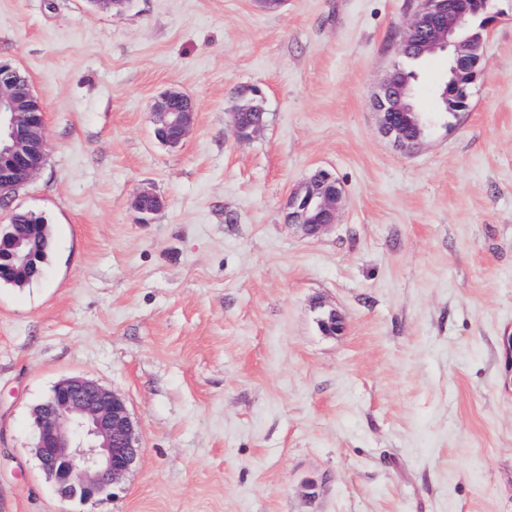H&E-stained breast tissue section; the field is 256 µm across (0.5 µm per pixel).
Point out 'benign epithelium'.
<instances>
[{"mask_svg": "<svg viewBox=\"0 0 512 512\" xmlns=\"http://www.w3.org/2000/svg\"><path fill=\"white\" fill-rule=\"evenodd\" d=\"M480 18L478 32L460 39L457 32ZM496 18L493 0H469L458 6L451 0H421L407 30L425 32L421 47L448 56L450 78L442 96L450 112H465L473 85L482 75L485 43ZM20 69L0 59V206L42 169L40 154L46 149V113ZM405 92L390 73L378 86L373 104L380 132L405 151L420 143L422 126L404 102ZM154 134L163 144L178 147L194 129L196 105L182 91L170 88L153 104ZM264 124V113H232L231 131L245 140ZM344 193L328 170L318 169L289 200L291 218L309 236L328 231L343 208ZM140 223L149 224L165 207V200L143 188L132 199ZM31 225L12 224L0 231V264L25 274L35 258L24 250ZM34 453L43 472L65 499L91 504L121 484L140 454L137 424L126 400L84 377L59 381L49 398L33 412Z\"/></svg>", "mask_w": 512, "mask_h": 512, "instance_id": "1", "label": "benign epithelium"}]
</instances>
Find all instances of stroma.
Wrapping results in <instances>:
<instances>
[{"instance_id":"1","label":"stroma","mask_w":512,"mask_h":512,"mask_svg":"<svg viewBox=\"0 0 512 512\" xmlns=\"http://www.w3.org/2000/svg\"><path fill=\"white\" fill-rule=\"evenodd\" d=\"M417 6L0 0V59L47 117L12 207L52 231L42 278L0 284V512H512V0L469 110L406 152L373 94ZM169 88L197 105L174 150ZM245 98L265 123L239 140ZM319 168L345 205L308 237L288 199ZM146 187L166 206L141 224ZM76 375L141 443L91 505L34 454L35 406ZM154 134L162 144L179 147L189 137L196 122V105L182 91L170 88L153 104Z\"/></svg>"}]
</instances>
